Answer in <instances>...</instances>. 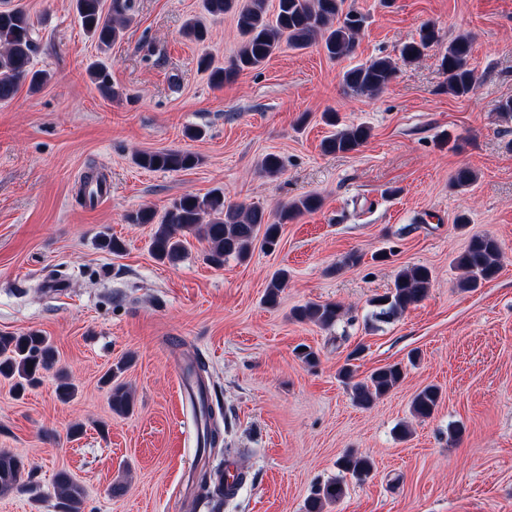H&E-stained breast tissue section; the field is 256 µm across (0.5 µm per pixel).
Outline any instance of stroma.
Masks as SVG:
<instances>
[{"mask_svg":"<svg viewBox=\"0 0 512 512\" xmlns=\"http://www.w3.org/2000/svg\"><path fill=\"white\" fill-rule=\"evenodd\" d=\"M22 3L34 66L51 78L0 105V334L48 336L56 362L20 396L0 379V448L23 460L33 487L0 494V512H57L62 471L83 486L84 512H208L196 504L195 478L231 463L243 480L222 512H306L348 453L373 468L323 512H512V122L496 110L512 99V0H348L367 16L352 55L284 45L220 87L197 60L207 52L220 65L237 52L233 14L205 15L200 0H133V19L108 52L115 99L89 79L99 50L73 0ZM192 18L206 42L182 36ZM426 23L439 41L418 62L399 64L377 95L345 94L346 70L398 57ZM461 35L473 41L476 82L457 97L440 58ZM328 110L369 126L358 151L323 152ZM160 150L200 162L162 171L133 160ZM269 153L282 160L274 177L260 168ZM462 167L475 175L463 190L451 184ZM91 170L109 180L108 201L82 195ZM217 188L273 216L307 194L322 205L283 224L274 251L255 248L220 269L193 237L177 265L157 261L150 225L126 221ZM106 235L123 241L120 254L100 249ZM483 235L501 246L500 270L468 291L455 259ZM383 249L390 258L376 261ZM352 253L359 263L345 265ZM408 265L430 269L428 296L395 321H371L372 299ZM279 269L288 283L271 306L264 295ZM311 302L341 305L340 321L297 319ZM301 345L317 352L316 364L299 358ZM357 347L355 380L388 364L405 372L367 408L338 376ZM123 358L133 397L124 416L101 382ZM197 359L222 439L203 453L180 393ZM61 372L76 387L66 401L56 391ZM429 385L440 405L414 417L411 401Z\"/></svg>","mask_w":512,"mask_h":512,"instance_id":"stroma-1","label":"stroma"}]
</instances>
